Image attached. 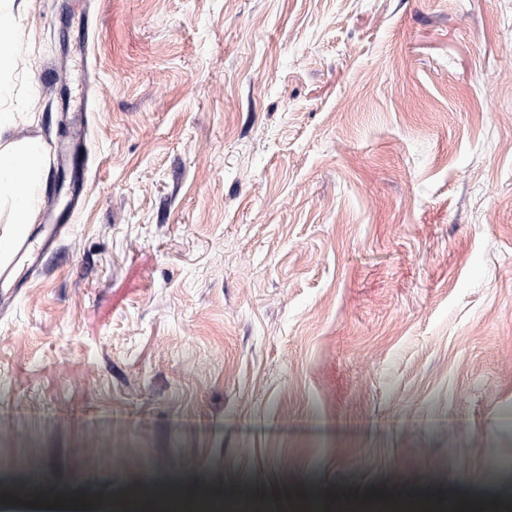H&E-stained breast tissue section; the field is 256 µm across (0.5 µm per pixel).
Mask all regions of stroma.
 Masks as SVG:
<instances>
[{
  "instance_id": "35a3bbf8",
  "label": "stroma",
  "mask_w": 512,
  "mask_h": 512,
  "mask_svg": "<svg viewBox=\"0 0 512 512\" xmlns=\"http://www.w3.org/2000/svg\"><path fill=\"white\" fill-rule=\"evenodd\" d=\"M14 139L86 182L0 282L9 512H512V0H30ZM151 471H144V462ZM73 112L68 133L65 136L66 141L54 147L53 156H56L58 168L62 170L78 168L83 178L89 167L87 156L81 151L87 131V116L80 100L74 104ZM58 218L54 215H48L45 219L46 224L42 225L41 230L30 239L19 241L15 254H18L19 260L26 266L28 271L39 268V259L41 252L45 249V243L51 238Z\"/></svg>"
}]
</instances>
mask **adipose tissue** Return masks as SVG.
Listing matches in <instances>:
<instances>
[{
  "instance_id": "ef3b65f1",
  "label": "adipose tissue",
  "mask_w": 512,
  "mask_h": 512,
  "mask_svg": "<svg viewBox=\"0 0 512 512\" xmlns=\"http://www.w3.org/2000/svg\"><path fill=\"white\" fill-rule=\"evenodd\" d=\"M27 0H0V73L13 64V48L21 35L20 19ZM16 123L14 111L0 107V213L9 223H36L39 210V187L44 178L43 142L31 138L13 141Z\"/></svg>"
}]
</instances>
